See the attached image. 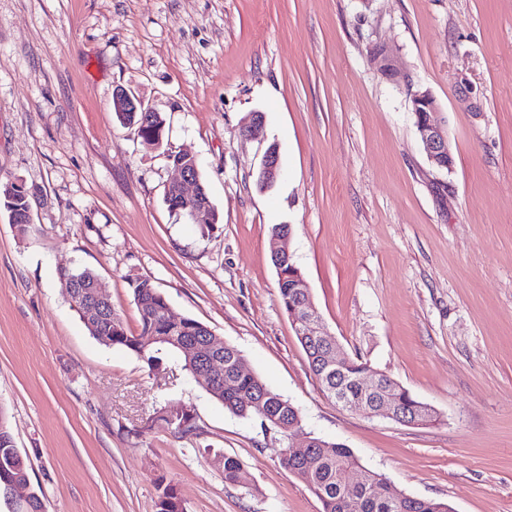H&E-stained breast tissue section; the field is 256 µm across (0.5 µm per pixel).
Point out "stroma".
<instances>
[{
    "label": "stroma",
    "instance_id": "1",
    "mask_svg": "<svg viewBox=\"0 0 512 512\" xmlns=\"http://www.w3.org/2000/svg\"><path fill=\"white\" fill-rule=\"evenodd\" d=\"M119 88L162 114L161 145L117 121ZM425 89L449 173L418 139ZM253 111L265 125L246 137ZM273 144L283 175L262 190ZM179 150L221 216L210 234L164 201ZM15 179L37 196L28 236L0 209V406L48 512H156L162 484L186 512L320 510L276 430L225 411L178 358L152 370L93 338L65 265L95 270L133 331L130 282L151 280L299 408L297 445L336 440L454 512H512V0H0V183ZM275 224L338 356L435 421L322 392L279 301ZM169 399L193 435L158 420ZM225 454L243 483H225Z\"/></svg>",
    "mask_w": 512,
    "mask_h": 512
}]
</instances>
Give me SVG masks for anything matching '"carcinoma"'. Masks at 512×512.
<instances>
[{
    "mask_svg": "<svg viewBox=\"0 0 512 512\" xmlns=\"http://www.w3.org/2000/svg\"><path fill=\"white\" fill-rule=\"evenodd\" d=\"M116 116L123 125H134L146 144L156 145L151 135L165 127V120L158 112H118ZM290 281H278L280 302L288 316L298 321L297 327L306 328L301 322L302 301L296 289L288 287ZM133 301L139 317V331L128 330L120 313L108 307L105 319L96 327L88 328L95 339L112 337V346L125 348L137 355L148 367L154 369L161 361L163 352H181L179 345L196 342L206 348L216 345L215 359L222 364L220 379L207 385L206 391L220 402L224 409L243 419H257L262 426H270L280 433L283 447H290L289 436L301 423L299 409L281 394L272 390L258 376L240 372L236 361L242 357L234 345L215 336L199 321L184 317L177 325L166 318L168 301L152 281L136 279L131 282ZM308 366L321 379L323 391L331 398L336 396V385L354 384L366 370L368 363L356 358L343 359L338 367H325L323 356L329 345L320 336H300ZM393 396L401 407L402 415L409 421L422 422L431 418L429 405L416 399L403 386L392 388ZM159 419L178 434L187 435L194 430L191 410L176 400L168 401L159 409ZM312 459L305 462L300 456L282 452L279 459L284 468L294 474L315 495L321 504V512H453L448 503L434 499H419L405 495L397 499L399 492L389 486L385 477L371 470L340 443L320 437L313 438ZM224 481L238 484L242 481V465L230 455L222 457ZM0 467L13 469V476L29 478L28 464L20 462L11 448L0 442ZM350 472V483L341 480V474ZM359 502L351 504V496ZM156 512H185L182 499L170 485L161 489L156 502Z\"/></svg>",
    "mask_w": 512,
    "mask_h": 512,
    "instance_id": "1",
    "label": "carcinoma"
}]
</instances>
